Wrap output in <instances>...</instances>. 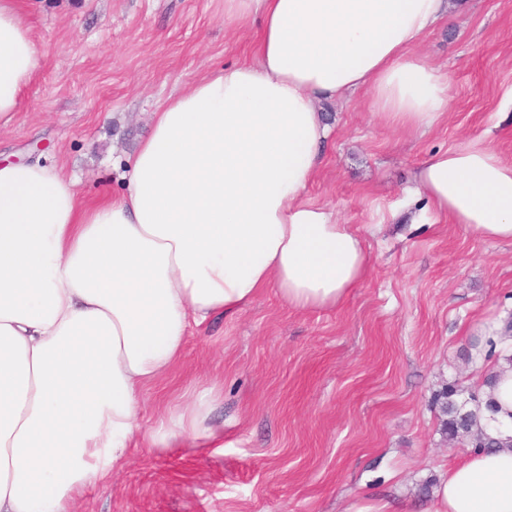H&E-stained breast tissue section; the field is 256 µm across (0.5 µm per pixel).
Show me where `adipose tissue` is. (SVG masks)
I'll list each match as a JSON object with an SVG mask.
<instances>
[{
    "label": "adipose tissue",
    "instance_id": "1",
    "mask_svg": "<svg viewBox=\"0 0 512 512\" xmlns=\"http://www.w3.org/2000/svg\"><path fill=\"white\" fill-rule=\"evenodd\" d=\"M449 0H224L261 24L254 61L210 70L157 108L126 190L81 205L63 169L0 163V512H73L141 432V392L195 330L276 288L292 307L341 303L368 265L362 239L305 203L329 127L321 99L366 88L378 122L441 121L448 79L415 49ZM39 62L17 0H0V128ZM415 191L440 220L512 241V162L480 142L438 151ZM487 433L423 512H512V363L499 358ZM214 389L169 412L154 448L220 442Z\"/></svg>",
    "mask_w": 512,
    "mask_h": 512
}]
</instances>
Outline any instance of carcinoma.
<instances>
[{
  "instance_id": "obj_1",
  "label": "carcinoma",
  "mask_w": 512,
  "mask_h": 512,
  "mask_svg": "<svg viewBox=\"0 0 512 512\" xmlns=\"http://www.w3.org/2000/svg\"><path fill=\"white\" fill-rule=\"evenodd\" d=\"M456 395L458 389L450 386L436 397V403L443 416V431L452 439L465 437L474 448L492 447V442L477 429V412L483 407L491 412L495 411L491 397L481 398L471 393L467 399L458 401L454 399Z\"/></svg>"
}]
</instances>
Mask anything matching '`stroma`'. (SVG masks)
<instances>
[{
    "label": "stroma",
    "mask_w": 512,
    "mask_h": 512,
    "mask_svg": "<svg viewBox=\"0 0 512 512\" xmlns=\"http://www.w3.org/2000/svg\"><path fill=\"white\" fill-rule=\"evenodd\" d=\"M40 50L0 159L57 165L83 204L123 187L157 105L209 70L251 61L252 30L224 0H22ZM417 54L448 77L445 118L422 135L379 123L361 89L319 109L332 135L306 199L364 240L369 267L336 307L298 310L276 289L215 317L142 394L144 428L215 383L220 448L138 444L75 512H347L369 496L423 508L467 448L435 396L484 394L468 355L512 315V242L435 222L411 190L424 160L480 139L512 161V0H465Z\"/></svg>",
    "instance_id": "35a3bbf8"
}]
</instances>
